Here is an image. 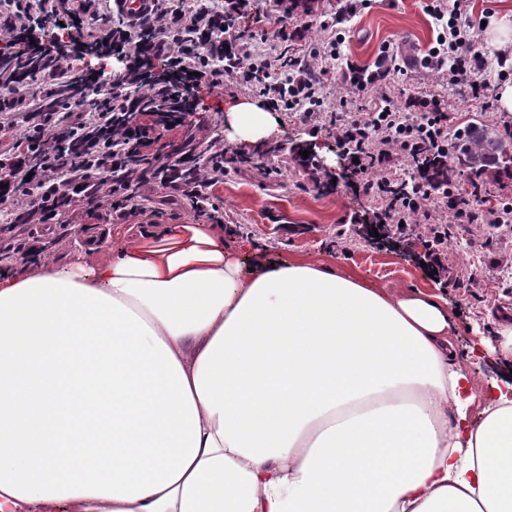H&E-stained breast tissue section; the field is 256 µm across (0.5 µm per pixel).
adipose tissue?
Listing matches in <instances>:
<instances>
[{
    "mask_svg": "<svg viewBox=\"0 0 512 512\" xmlns=\"http://www.w3.org/2000/svg\"><path fill=\"white\" fill-rule=\"evenodd\" d=\"M249 145L274 117L239 99ZM440 297L168 224L0 275V512H512Z\"/></svg>",
    "mask_w": 512,
    "mask_h": 512,
    "instance_id": "adipose-tissue-1",
    "label": "adipose tissue"
}]
</instances>
